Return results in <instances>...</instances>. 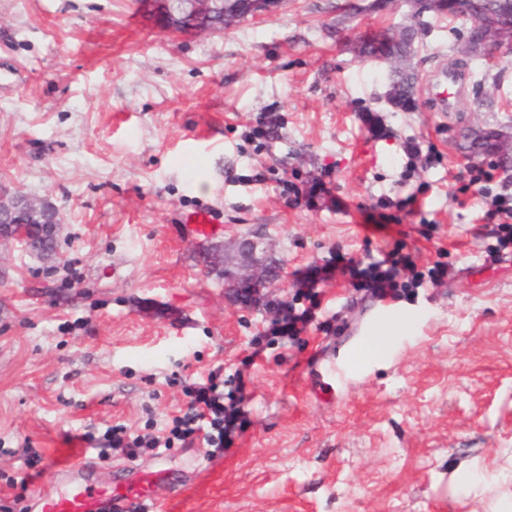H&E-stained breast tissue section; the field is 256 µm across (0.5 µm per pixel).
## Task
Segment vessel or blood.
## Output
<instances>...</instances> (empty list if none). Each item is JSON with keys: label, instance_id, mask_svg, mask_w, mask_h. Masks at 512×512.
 I'll return each mask as SVG.
<instances>
[{"label": "vessel or blood", "instance_id": "b4317fda", "mask_svg": "<svg viewBox=\"0 0 512 512\" xmlns=\"http://www.w3.org/2000/svg\"><path fill=\"white\" fill-rule=\"evenodd\" d=\"M182 222L189 232L208 238L218 232L210 215L198 210L185 215ZM48 470L61 477L63 485L54 493H37L36 512H135L152 496L141 486L138 477L124 476L118 480L101 481L84 460L83 452L68 457L52 454L46 460ZM156 475L167 489L163 512H189L185 506L189 491L205 478L204 472H188L177 466L159 469Z\"/></svg>", "mask_w": 512, "mask_h": 512}]
</instances>
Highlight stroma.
Wrapping results in <instances>:
<instances>
[{
	"label": "stroma",
	"instance_id": "1",
	"mask_svg": "<svg viewBox=\"0 0 512 512\" xmlns=\"http://www.w3.org/2000/svg\"><path fill=\"white\" fill-rule=\"evenodd\" d=\"M136 2L0 0V184L60 223L46 257L0 236V471L24 472L26 446L67 453L89 427L164 421L182 383L234 375L296 270L336 246L362 258L403 243L447 263V283L364 308L342 277L320 283L341 333L268 346L249 370L250 429L222 456L167 460L208 469L193 512H512V260H489L483 201L454 180L476 159L467 134L512 143V61L468 58L444 112L425 82L459 57L469 22L418 0H275L192 36L136 22ZM409 25L422 31L412 110L389 98L391 63L358 55ZM272 104L282 139L254 151L243 131ZM409 137L442 164L410 212L384 219L372 205L405 195ZM285 164L323 177L337 209L286 207ZM201 206L223 226L210 239L179 222ZM255 234L279 278L244 304L203 258ZM397 317L406 328L369 350Z\"/></svg>",
	"mask_w": 512,
	"mask_h": 512
}]
</instances>
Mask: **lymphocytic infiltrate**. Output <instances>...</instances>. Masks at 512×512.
Wrapping results in <instances>:
<instances>
[{
	"label": "lymphocytic infiltrate",
	"mask_w": 512,
	"mask_h": 512,
	"mask_svg": "<svg viewBox=\"0 0 512 512\" xmlns=\"http://www.w3.org/2000/svg\"><path fill=\"white\" fill-rule=\"evenodd\" d=\"M401 149L406 162L400 184L407 187L408 193L402 197L378 196L374 211H404L431 188L430 182L419 180L418 175L422 170L441 164L442 155L435 144L426 145L413 138L403 141ZM457 180L459 193L471 192L485 201L482 219L489 225V235L495 240L494 245L487 248L489 257L497 261L511 259L512 176L503 172L500 164L486 159L465 166ZM277 185L285 204L293 208L300 205L316 207L330 194L323 178L296 167L284 169ZM335 270L348 274L355 291L377 299L393 300L410 297L416 289L428 283L442 285L448 277L446 263L438 261L427 269H419L416 259L405 253L399 244L380 259L371 255L355 259L341 250H331L324 265L306 268L304 278L309 284L308 290L296 292L289 300L274 298L265 302L264 308L271 320L266 330L252 337L250 345L254 351H262L265 343L273 338L295 341L310 325L325 334H333L331 321L318 318L322 294L315 286ZM222 372V367H215L206 379L185 386L183 392L188 399L185 409L166 418L164 425L153 422L147 432L132 433L118 424L106 427L99 435L85 432L83 438L102 459L115 453L131 461L146 453L159 457L174 447L191 448L198 444L212 449L213 453H223L235 435L248 430L251 421L244 409L246 397L243 391L225 392Z\"/></svg>",
	"instance_id": "obj_1"
}]
</instances>
